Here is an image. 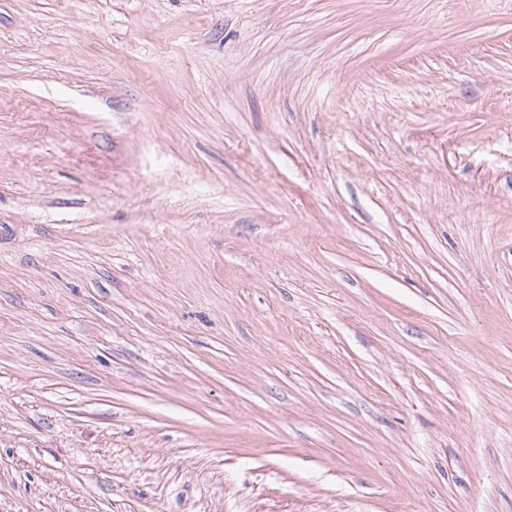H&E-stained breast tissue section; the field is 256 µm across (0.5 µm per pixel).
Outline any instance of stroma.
I'll list each match as a JSON object with an SVG mask.
<instances>
[{
  "label": "stroma",
  "instance_id": "1",
  "mask_svg": "<svg viewBox=\"0 0 512 512\" xmlns=\"http://www.w3.org/2000/svg\"><path fill=\"white\" fill-rule=\"evenodd\" d=\"M0 512H512V0H0Z\"/></svg>",
  "mask_w": 512,
  "mask_h": 512
}]
</instances>
